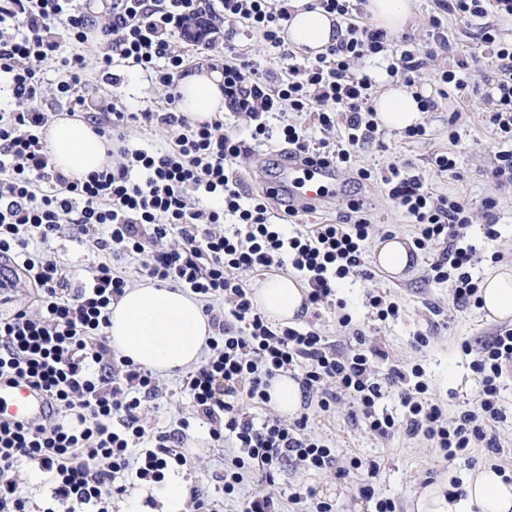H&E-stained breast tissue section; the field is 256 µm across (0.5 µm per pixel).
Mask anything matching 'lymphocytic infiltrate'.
Listing matches in <instances>:
<instances>
[{"label":"lymphocytic infiltrate","instance_id":"obj_1","mask_svg":"<svg viewBox=\"0 0 512 512\" xmlns=\"http://www.w3.org/2000/svg\"><path fill=\"white\" fill-rule=\"evenodd\" d=\"M288 2L104 0L95 12L70 0H0V24L9 18L17 28L11 34L0 27V73L9 74L16 105L0 113V258L38 292L36 306L0 318V387H26L45 403L39 419L0 420V512H27L15 474L23 463L52 480L53 505L45 512L59 505L64 512H112V499L125 493L127 481L159 483L168 469L186 466L182 448L193 420L207 425L214 445L234 443L221 479L228 498L251 474L274 483L290 462L334 471L340 480L362 468L376 476L380 464L374 459L353 455L348 466L337 465L335 449L308 433V416L288 424L272 413L259 420L249 414V407L269 404L274 378L293 371L305 395L317 396L322 412L335 411L341 396H351L354 415L374 436H423L446 462L475 448L486 449L491 458L498 455L494 428L506 418L501 390L512 369L511 327L498 328L478 345L462 344L479 391L473 408L448 421L422 366L390 365L386 349L352 329L350 314L338 319L356 341L344 352L314 326H274L254 306L240 277L247 270L293 269L315 311L332 304L339 282L372 280L365 246L375 226L356 204L335 223H311L303 211L287 206L274 212L267 195L248 192L236 172L247 141L225 128L223 115L199 122L178 106L177 87L191 74L192 60L175 36H189L221 65L224 104L254 121L251 140L274 139L305 160L348 169L378 131L372 106L376 82L357 74L355 62L391 55L388 76L413 87L427 61L449 44L444 18L462 22L475 29L481 52L439 71V97L424 99L423 105L434 110L449 92L465 95L471 64L490 62L480 99L499 149L488 178L512 186V42L501 36L502 26L512 23V0H434L431 40L398 52L387 32L362 17L356 0H314L340 18L345 34L326 52L304 59L284 43ZM244 28L279 50L288 62L286 73L250 62L238 43ZM94 35L108 47L96 62L100 71H109L114 59L124 60L152 74L168 94L158 110L131 114L110 101L91 116L95 132L117 148L99 171L78 181L52 162L43 136L52 115L44 108L40 73L44 65L57 64L62 77L56 99L65 102L69 115L83 112L79 87L89 63L80 55H63L62 46L87 44ZM285 106L306 113L321 139L310 140L302 126L286 120L276 126L263 122V115ZM132 122L171 131V143L156 152L129 150L124 140ZM356 170L359 180H381L394 206L414 224L412 246L431 258L428 280L450 283L455 307H480L468 200L435 194L406 161L380 172ZM65 224L82 231L106 229L95 239L89 276L79 283L52 249ZM172 234L178 246H164ZM128 257L138 259L154 286L196 295L212 330L209 355L182 376L181 391L192 413L176 432L146 429L145 403L157 398V381L151 371L116 358L109 344L112 305L130 286L120 265ZM392 388L399 391V416L383 403Z\"/></svg>","mask_w":512,"mask_h":512}]
</instances>
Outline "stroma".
Wrapping results in <instances>:
<instances>
[{
    "label": "stroma",
    "mask_w": 512,
    "mask_h": 512,
    "mask_svg": "<svg viewBox=\"0 0 512 512\" xmlns=\"http://www.w3.org/2000/svg\"><path fill=\"white\" fill-rule=\"evenodd\" d=\"M446 34L452 45L451 51L439 52L434 60L429 61L418 83L419 91L432 96H436L438 89L434 79L436 72L447 69L455 57L470 55L476 45L474 31L466 29L461 22H450ZM112 70L120 75L119 83H111L104 79L102 73L88 69L81 85L88 110H97L104 100L112 97L121 99L130 112L163 106L165 90L152 86L143 72L121 64L113 65ZM457 109L465 112L466 119L458 129L459 174L454 177L437 172L432 166V159L447 151L448 115ZM425 127V139L411 145L403 144L399 131L380 129L383 147L361 149L357 158L359 166L379 171L393 160H410L437 193L459 194L468 198L475 216L471 234L477 239L482 236L484 200L498 198L496 215L501 232L498 247L506 252L512 250V189H497L486 177L496 147L484 126L478 95H470L465 102L453 95L439 99L437 110L428 112ZM278 150L275 143L256 144L239 159L238 173L249 190L261 191L263 174L277 162ZM338 185L325 209L315 214V221L333 220L337 213L346 211L350 202L357 201L363 203L378 226L376 240H384L391 233L403 240H411L413 226L409 218L394 207L382 184L359 182L352 171L343 169L339 172ZM53 247L71 276L77 279L85 277V268L92 256V238L68 225L54 241ZM427 263V257L417 255L403 277L396 279L380 271L373 281L346 283L338 289L337 296L346 302L355 328L363 332L366 340L386 346L392 364H418L424 368L432 396L439 401L446 419L450 420L472 406L478 390L477 376L470 367L471 359L461 353L459 346L466 340L474 342L493 336L496 325L484 319L480 310L457 311L449 306V284L426 281ZM371 292L383 293L399 301L402 305L400 318L386 325L373 319L367 305V295ZM419 333L429 338L428 346L420 350L413 345V338ZM159 382L162 393L157 400L147 402L144 424L150 429L170 430L176 428L190 405L180 390L179 372L160 374ZM351 403L350 397H342L335 413L326 415L320 412L316 400L307 398L301 410L309 416L310 433L335 448L337 457L357 453L378 460L381 468L376 478H369L366 471L361 470L348 479L339 480L334 474L315 472L291 463L277 477L275 484L262 482L256 476L247 478L242 488L243 498L257 494L279 497L290 489H311L317 499L331 502L336 512H375L374 500L364 499L359 493L361 484L369 481L376 497L394 499L402 512H408L412 497L422 487L433 482L446 484L455 476L468 479L472 472L470 466L460 460L447 466L437 463L434 449L423 438L403 433L389 440L374 437L363 421L352 420L349 416ZM207 438L206 430L189 431L185 453L189 480L211 489L216 486L218 476L223 475L224 460L232 449L227 445L209 447Z\"/></svg>",
    "instance_id": "stroma-1"
}]
</instances>
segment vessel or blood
Returning <instances> with one entry per match:
<instances>
[{"instance_id":"1","label":"vessel or blood","mask_w":512,"mask_h":512,"mask_svg":"<svg viewBox=\"0 0 512 512\" xmlns=\"http://www.w3.org/2000/svg\"><path fill=\"white\" fill-rule=\"evenodd\" d=\"M337 180L334 164L304 165L288 158L273 183L274 193L300 209L320 206L327 198V187ZM44 408L43 400L24 387L0 389V417L33 419Z\"/></svg>"}]
</instances>
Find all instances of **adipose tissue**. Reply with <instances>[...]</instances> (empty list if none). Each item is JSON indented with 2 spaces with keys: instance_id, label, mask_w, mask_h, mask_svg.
I'll return each mask as SVG.
<instances>
[{
  "instance_id": "1",
  "label": "adipose tissue",
  "mask_w": 512,
  "mask_h": 512,
  "mask_svg": "<svg viewBox=\"0 0 512 512\" xmlns=\"http://www.w3.org/2000/svg\"><path fill=\"white\" fill-rule=\"evenodd\" d=\"M310 0H292L294 13L284 39L309 55H317L335 44L341 35L339 20ZM365 10L388 33L401 32L411 15L412 0H366ZM224 76L220 70L202 69L179 83L180 107L199 121L224 109ZM377 122L385 128L403 130L422 124L425 113L412 91L395 81L374 102ZM52 161L64 175L82 180L99 170L108 159L109 141L87 122L55 119L47 131ZM252 300L265 317L276 324L296 321L302 312L304 293L290 277L277 275L252 285ZM480 295L487 319H512V267L495 268L484 279ZM210 333L208 318L192 295L177 288L141 286L127 289L112 306L107 335L114 351L134 364L156 372H167L196 364ZM466 497L449 501L445 487L433 483L421 490L411 512H465L476 505L480 512H512V482L504 481L492 467L473 471L465 485ZM186 484L169 474L162 488L143 487L126 500L122 512H149L142 501L155 497L158 512H185Z\"/></svg>"
}]
</instances>
